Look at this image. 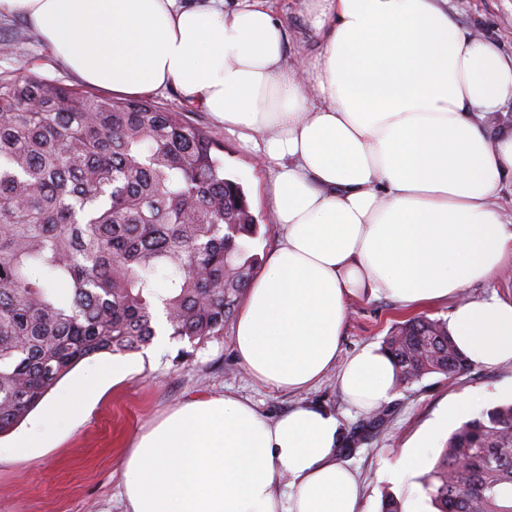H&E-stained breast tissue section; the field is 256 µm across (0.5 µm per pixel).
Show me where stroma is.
I'll list each match as a JSON object with an SVG mask.
<instances>
[{"label": "stroma", "mask_w": 512, "mask_h": 512, "mask_svg": "<svg viewBox=\"0 0 512 512\" xmlns=\"http://www.w3.org/2000/svg\"><path fill=\"white\" fill-rule=\"evenodd\" d=\"M275 7L291 32L289 59L313 53L317 40L303 17L302 0H276ZM448 9L463 28L489 38L504 55L512 54V0H448ZM20 35L27 40L31 73L90 93V86L54 58L23 18L0 17L1 42ZM148 99L181 113L188 124L208 131L223 145L224 173L243 185L259 222L251 251L259 262H266L279 235L271 211L273 163L226 133L209 112L186 100L175 87L154 91ZM411 315V310L383 297L352 301L343 355L370 343L382 344L391 328ZM232 336L233 326L228 323L223 335L196 346L172 339L160 350L147 346L126 355L129 371L115 380L105 374L112 355L82 360L55 387L56 392H64L78 378L97 383L96 393L84 399L79 416L45 424L41 417L46 407L41 404L12 432L0 436V512H125L123 462L138 438L186 401L226 392L250 400L270 419L302 403L330 408L345 439L338 459L358 477L364 512H380L388 496L399 499L404 512H434L422 487L423 470L399 469V460L430 429L440 428L439 439L444 442L462 423L512 402V363L493 368L478 364L452 380L431 374L411 386H397L394 398L381 408V425L351 446L348 438L360 432L370 415L347 403L335 375L302 394L258 385L240 365ZM464 397L470 400L467 412L446 419V412ZM38 422L43 428L37 446L23 454L12 453L13 444Z\"/></svg>", "instance_id": "obj_1"}]
</instances>
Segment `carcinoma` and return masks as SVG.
Segmentation results:
<instances>
[{"label":"carcinoma","mask_w":512,"mask_h":512,"mask_svg":"<svg viewBox=\"0 0 512 512\" xmlns=\"http://www.w3.org/2000/svg\"><path fill=\"white\" fill-rule=\"evenodd\" d=\"M18 63L0 78V436L82 360L224 334L259 224L223 146L151 102L85 95ZM384 350L398 382L473 365L448 322L412 317ZM423 488L437 512H512V404L448 438Z\"/></svg>","instance_id":"obj_1"}]
</instances>
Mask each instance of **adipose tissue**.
Instances as JSON below:
<instances>
[{
  "label": "adipose tissue",
  "instance_id": "adipose-tissue-1",
  "mask_svg": "<svg viewBox=\"0 0 512 512\" xmlns=\"http://www.w3.org/2000/svg\"><path fill=\"white\" fill-rule=\"evenodd\" d=\"M303 10L320 42L292 63L269 0H0L86 85L119 97L175 86L274 162L282 235L233 328L255 382L301 393L332 372L356 409L390 401L385 351L340 355L360 297L456 299L461 351L512 362V301L466 295L512 250L497 204L512 130L484 125L512 97V57L458 25L448 0ZM340 442L335 412L319 405L271 420L229 392L194 400L125 459L126 512H362Z\"/></svg>",
  "mask_w": 512,
  "mask_h": 512
}]
</instances>
